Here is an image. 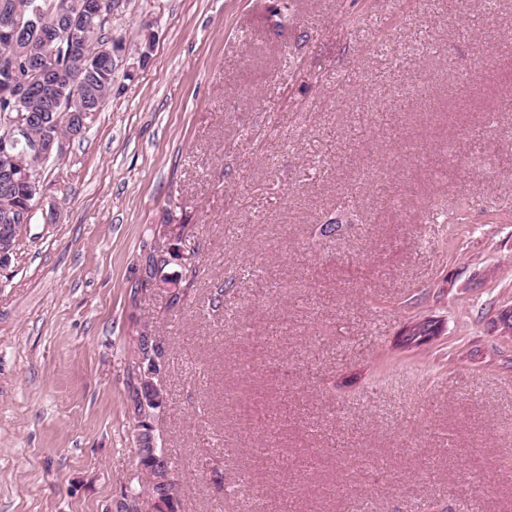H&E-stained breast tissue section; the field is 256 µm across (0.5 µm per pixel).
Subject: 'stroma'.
Wrapping results in <instances>:
<instances>
[{"label": "stroma", "instance_id": "stroma-1", "mask_svg": "<svg viewBox=\"0 0 512 512\" xmlns=\"http://www.w3.org/2000/svg\"><path fill=\"white\" fill-rule=\"evenodd\" d=\"M148 22L0 272V512L136 482L146 328L182 512H244L236 481L270 512H512V0H131L111 27ZM170 236L176 302L135 290ZM149 340L154 341L155 346L157 347L158 352L162 351V355L157 357L153 356V359L150 363L147 364L145 368L141 361H139V365L141 371L139 372V379L141 380V384L148 386L145 388L146 397H141L143 403V410L146 411V399L149 402H157L158 398L155 397V392L163 394L164 388L161 384V378L166 370V354H167V346L165 342L159 336H152L151 333L145 332Z\"/></svg>", "mask_w": 512, "mask_h": 512}]
</instances>
